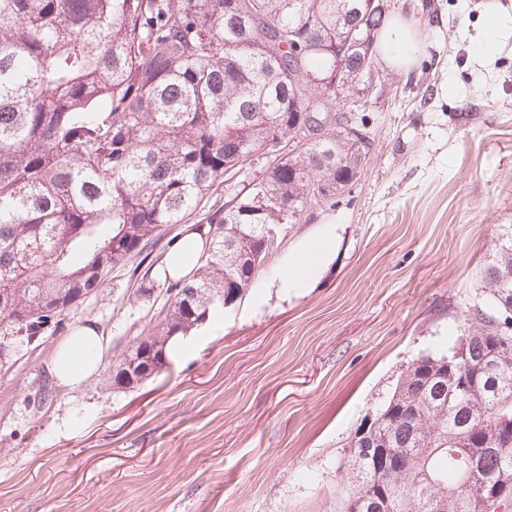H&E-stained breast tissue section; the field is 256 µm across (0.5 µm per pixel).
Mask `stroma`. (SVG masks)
<instances>
[{
    "instance_id": "35a3bbf8",
    "label": "stroma",
    "mask_w": 512,
    "mask_h": 512,
    "mask_svg": "<svg viewBox=\"0 0 512 512\" xmlns=\"http://www.w3.org/2000/svg\"><path fill=\"white\" fill-rule=\"evenodd\" d=\"M429 2L395 0L422 36L411 72L376 60L373 87L348 97L371 139L354 185L286 225L188 355L113 386L117 356L159 322L116 268L65 331L0 368V512H336L347 442L409 363L448 353L512 224V39L475 58L486 12L512 0ZM325 224L337 238L322 275L269 287ZM87 323L110 338L98 372L31 411L54 350Z\"/></svg>"
}]
</instances>
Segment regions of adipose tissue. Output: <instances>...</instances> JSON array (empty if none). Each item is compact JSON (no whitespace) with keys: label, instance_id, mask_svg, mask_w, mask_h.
<instances>
[{"label":"adipose tissue","instance_id":"adipose-tissue-1","mask_svg":"<svg viewBox=\"0 0 512 512\" xmlns=\"http://www.w3.org/2000/svg\"><path fill=\"white\" fill-rule=\"evenodd\" d=\"M420 34L414 25L402 15H394L379 38L381 56L390 68L410 72L417 51ZM206 241L194 229H184L171 244L162 265L158 268V279H178L197 268L198 260L205 250ZM336 250V227L326 225L319 233L306 239L298 250L285 257L270 279V286L282 289L303 288L312 281ZM108 336L87 324L79 327L73 336L55 350L49 370L61 384L75 389L97 371Z\"/></svg>","mask_w":512,"mask_h":512}]
</instances>
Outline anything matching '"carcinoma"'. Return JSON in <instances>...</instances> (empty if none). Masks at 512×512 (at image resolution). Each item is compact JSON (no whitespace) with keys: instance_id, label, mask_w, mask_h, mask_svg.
<instances>
[{"instance_id":"obj_1","label":"carcinoma","mask_w":512,"mask_h":512,"mask_svg":"<svg viewBox=\"0 0 512 512\" xmlns=\"http://www.w3.org/2000/svg\"><path fill=\"white\" fill-rule=\"evenodd\" d=\"M385 19L366 0H0V333L40 345L64 329L84 288L137 258V299L164 303L155 335L112 366L134 387L169 364L166 345L238 301L309 208L356 180L367 143L345 133L336 82H358ZM349 61L336 76L338 58ZM321 138L295 142L310 116ZM261 181L208 204L275 146ZM201 215L208 251L190 278L157 281L149 249L170 224ZM468 307L448 384L446 356L412 361L369 435L405 466L351 457L341 512H472L454 496L512 472V339L499 338L512 300V224Z\"/></svg>"}]
</instances>
